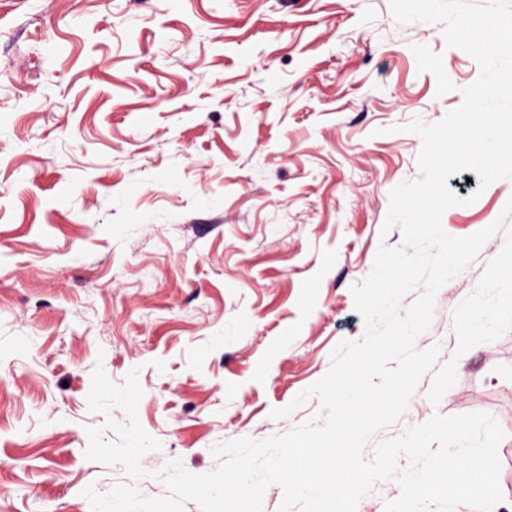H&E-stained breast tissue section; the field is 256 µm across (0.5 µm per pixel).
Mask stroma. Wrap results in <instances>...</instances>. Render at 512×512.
<instances>
[{"instance_id": "1", "label": "stroma", "mask_w": 512, "mask_h": 512, "mask_svg": "<svg viewBox=\"0 0 512 512\" xmlns=\"http://www.w3.org/2000/svg\"><path fill=\"white\" fill-rule=\"evenodd\" d=\"M478 63L439 23H398L390 0H0V512H91L82 492L147 498L160 472L221 464L327 411L310 397L365 325L351 288L372 270L390 191L419 179L413 119L461 106ZM512 180L442 226L503 217ZM496 233L435 297L415 340L457 364L439 403L425 373L363 449L434 415L487 413L512 512V330L457 354L455 308L503 248ZM123 386L161 447L145 477L87 460L95 366Z\"/></svg>"}]
</instances>
